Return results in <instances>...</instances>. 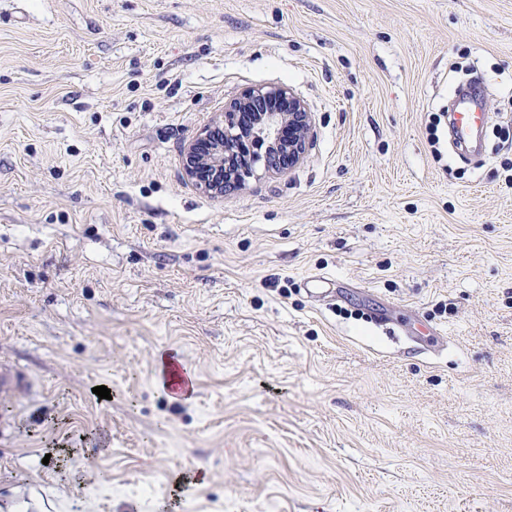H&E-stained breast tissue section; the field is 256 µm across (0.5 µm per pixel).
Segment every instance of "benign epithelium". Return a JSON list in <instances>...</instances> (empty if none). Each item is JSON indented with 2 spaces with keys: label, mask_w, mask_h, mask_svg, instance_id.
Returning a JSON list of instances; mask_svg holds the SVG:
<instances>
[{
  "label": "benign epithelium",
  "mask_w": 512,
  "mask_h": 512,
  "mask_svg": "<svg viewBox=\"0 0 512 512\" xmlns=\"http://www.w3.org/2000/svg\"><path fill=\"white\" fill-rule=\"evenodd\" d=\"M255 111L258 119L249 131L250 138L265 145L264 154L256 153L224 178L222 155L233 154L243 136L241 112ZM288 123V140H282L281 124ZM310 136V114L305 103L285 85L251 89L229 103L224 110V149L211 146L209 136H200L186 148L184 165L189 176L208 194H221L224 187L242 185L257 176L256 164L264 170L280 171L297 165L304 157Z\"/></svg>",
  "instance_id": "1"
}]
</instances>
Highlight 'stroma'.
<instances>
[{"label": "stroma", "mask_w": 512, "mask_h": 512, "mask_svg": "<svg viewBox=\"0 0 512 512\" xmlns=\"http://www.w3.org/2000/svg\"><path fill=\"white\" fill-rule=\"evenodd\" d=\"M269 85L303 160L203 192ZM511 173L512 0H0V512H512ZM273 107H269L272 105ZM276 105L278 107H276ZM243 110L258 112V119L249 131L250 138L265 145L264 154H253L243 161L244 152L239 148L234 163H241L224 179L222 148H213L206 134L190 142L186 148L184 165L199 188L208 194H221L224 187L244 185L248 179L258 177L256 164L263 161L265 172L280 171L297 165L304 157L310 136V114L305 103L285 85H274L251 89L237 100L230 102L224 110V159L238 148L243 130L239 117ZM262 110V111H261ZM265 111V112H264ZM288 123L282 140L281 124ZM288 128L290 133L288 134ZM202 150L208 152L202 154ZM203 155L201 159L199 156ZM199 167L203 171H198ZM485 99L474 90H456L450 112V130L457 144H475L486 123ZM26 382L25 375L7 361H0V396L15 395ZM158 384L165 394L173 397L187 395L194 388L193 378L175 360H170L165 364L163 374L159 376Z\"/></svg>", "instance_id": "stroma-1"}]
</instances>
